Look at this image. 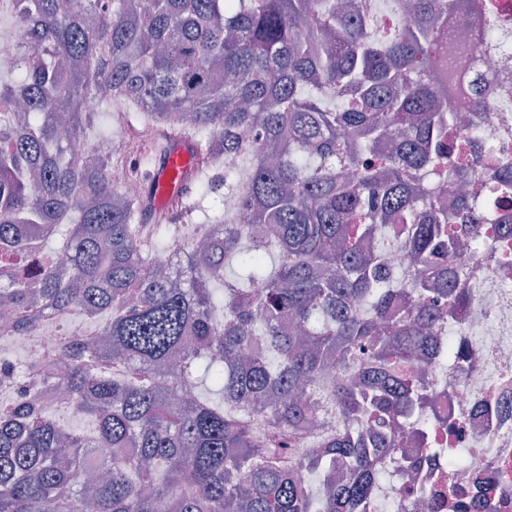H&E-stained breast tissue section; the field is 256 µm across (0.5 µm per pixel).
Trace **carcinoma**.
Wrapping results in <instances>:
<instances>
[{"label":"carcinoma","mask_w":512,"mask_h":512,"mask_svg":"<svg viewBox=\"0 0 512 512\" xmlns=\"http://www.w3.org/2000/svg\"><path fill=\"white\" fill-rule=\"evenodd\" d=\"M389 4L403 22L378 30L373 0H0V337L35 335L43 301L101 321L97 340L69 328L41 350L66 360L56 382L20 386L0 359V512H368L379 460L411 470L393 433L428 392L408 371L454 355L441 323L466 297L465 258L492 256L471 178L493 167L482 104L456 71L438 86L434 59L461 14L489 52L496 16L490 0ZM114 108L194 148L191 189L220 224L189 223L183 198L143 235L152 196L123 195L141 172L90 139ZM423 172L464 186L453 212ZM491 192L512 198V164ZM23 224L67 226L62 247L24 243ZM392 224L408 293L388 283ZM176 248L182 286L153 268ZM57 387L93 437L42 407ZM329 414L343 429L300 451ZM102 446L133 452L88 485Z\"/></svg>","instance_id":"1"}]
</instances>
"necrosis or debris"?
<instances>
[{"label": "necrosis or debris", "instance_id": "obj_1", "mask_svg": "<svg viewBox=\"0 0 512 512\" xmlns=\"http://www.w3.org/2000/svg\"><path fill=\"white\" fill-rule=\"evenodd\" d=\"M496 3L501 51L483 58L459 44L457 30L467 25L462 18L449 30L448 51L438 66L481 78L487 145L512 162V0ZM470 265L471 298L449 319L454 366L427 376L431 395L424 415L430 424L408 440L414 474L382 460L389 480L375 489L370 512H412L405 493L411 483L432 500L434 512H512V273L487 269L477 258ZM453 449L467 456L466 472L449 469Z\"/></svg>", "mask_w": 512, "mask_h": 512}]
</instances>
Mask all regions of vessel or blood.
I'll return each mask as SVG.
<instances>
[{"mask_svg": "<svg viewBox=\"0 0 512 512\" xmlns=\"http://www.w3.org/2000/svg\"><path fill=\"white\" fill-rule=\"evenodd\" d=\"M193 174L192 149L187 145L159 146L146 181L151 188L153 204L158 212L169 209L172 201L184 192Z\"/></svg>", "mask_w": 512, "mask_h": 512, "instance_id": "1", "label": "vessel or blood"}]
</instances>
